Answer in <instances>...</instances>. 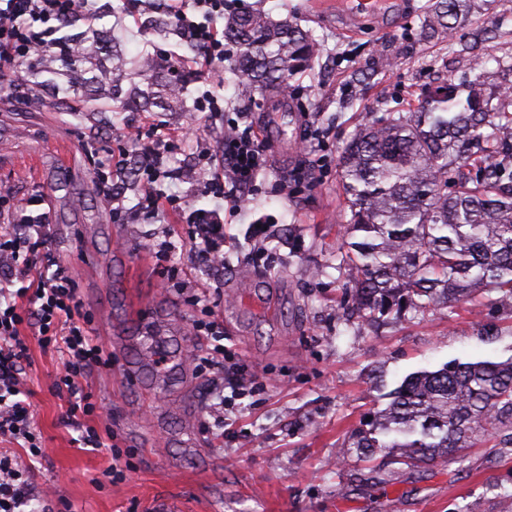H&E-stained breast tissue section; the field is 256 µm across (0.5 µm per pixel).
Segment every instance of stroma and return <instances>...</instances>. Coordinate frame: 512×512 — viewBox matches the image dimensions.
<instances>
[{
	"label": "stroma",
	"instance_id": "1",
	"mask_svg": "<svg viewBox=\"0 0 512 512\" xmlns=\"http://www.w3.org/2000/svg\"><path fill=\"white\" fill-rule=\"evenodd\" d=\"M429 4L400 0L402 24L373 17L348 33L335 12L311 13L308 0H224L225 15L254 10L292 18L319 43L310 69L288 81L286 111H273L271 97L227 69L208 83L191 78L183 101L146 113L113 111L112 87L98 75L116 59L125 61L129 84L145 90L169 64L144 71V53L196 55L176 30L147 29L148 18L170 19L168 0H98L94 16L60 26L63 39L83 41V57L66 68L53 51L20 64L33 98L24 103L0 91V184L20 201L38 191L45 196L51 251L77 269L81 309L113 360L87 380L94 424L133 452L125 480H102L111 456L77 447V431L62 421L66 400L53 387L59 356L28 337L25 382L46 450L33 466L40 499L31 512H62L67 503L76 512H501L500 495L512 489V447H476L465 462L415 471L385 487L373 482L378 461L336 463L346 434L376 406L381 382L512 344V306L492 293L419 322L367 325L338 316L348 279L336 260L346 212L338 162L347 143L383 113L412 111L444 79L460 87L482 71L488 95L512 90V0H472L468 15L451 19L450 35L425 41ZM206 91L224 106L213 124L195 106ZM147 117L174 131L197 130L164 158L170 175L156 183L161 193L179 192L180 207L154 217L137 207L141 185L129 172L140 157L123 137ZM232 126L269 133L290 149L270 154L241 212H225L223 269L190 270V221L213 203L203 181L177 172L197 167L200 151ZM94 143L112 149L124 219H114L99 194ZM255 222L269 227L264 266L256 264L258 244L248 234ZM166 233L176 243L168 263L218 290L225 367L260 383L246 396L225 390L230 437L221 444L203 427L207 406L193 370L171 382L132 376L131 357L115 342L153 324L179 351L196 350L195 308L161 286L163 263L153 246ZM250 288L258 302L244 298ZM491 324L500 339L488 344L482 335Z\"/></svg>",
	"mask_w": 512,
	"mask_h": 512
}]
</instances>
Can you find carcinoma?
<instances>
[{
  "mask_svg": "<svg viewBox=\"0 0 512 512\" xmlns=\"http://www.w3.org/2000/svg\"><path fill=\"white\" fill-rule=\"evenodd\" d=\"M466 8L436 0L425 34L448 35L447 18ZM224 34L236 47L231 70L269 94L283 93L316 55L311 34L260 12L232 16ZM486 105L482 83L460 97L444 81L412 111L376 118L347 145L338 162L349 211L338 259L351 275L342 314L421 320L490 290L512 299V111L505 101L492 113ZM508 351L407 374L381 393L385 407L351 432L338 462L382 454L399 476L463 461L486 440L512 446Z\"/></svg>",
  "mask_w": 512,
  "mask_h": 512,
  "instance_id": "1",
  "label": "carcinoma"
}]
</instances>
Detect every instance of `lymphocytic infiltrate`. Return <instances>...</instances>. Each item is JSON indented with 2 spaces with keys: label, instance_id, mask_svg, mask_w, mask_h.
I'll return each mask as SVG.
<instances>
[{
  "label": "lymphocytic infiltrate",
  "instance_id": "lymphocytic-infiltrate-1",
  "mask_svg": "<svg viewBox=\"0 0 512 512\" xmlns=\"http://www.w3.org/2000/svg\"><path fill=\"white\" fill-rule=\"evenodd\" d=\"M96 0H0V89L17 90L24 83L17 65L45 56L56 45V24L63 18L88 17L96 10ZM170 11L183 39L194 43L198 54L192 60L198 75L214 71L224 60V36L215 21L224 14V0H173ZM201 12L194 20L192 12ZM128 139L139 144L144 186L140 205L159 213L177 201L173 195H159L154 184L161 175L165 153L174 149V134L160 125L149 132L129 130ZM265 142L246 130L225 135L216 149H203L201 159L208 179L205 183L213 209L201 211L188 238V256L194 265L208 267L224 259L223 209L238 210L246 188L252 187L258 173L267 166ZM43 193L32 194L18 204L9 188L0 189V442L24 449L28 461L19 464L11 454L0 450V512H23L34 500L33 460L45 450L31 417L25 368L29 347L22 328H31L43 349L55 351L61 368L54 379L57 393L66 395V425L79 433L85 448L107 449L112 465L104 475L116 483L125 477L123 464L128 454L112 444L111 436L91 425L97 406L84 388L89 375L110 367L111 355L100 345L90 322L80 313L76 279L71 268L56 264L51 255L52 227L48 213L42 212ZM186 292L202 317L196 320L197 335L212 340L213 348L200 356L196 375L208 385L214 399L224 397V325L214 320L216 302L209 286Z\"/></svg>",
  "mask_w": 512,
  "mask_h": 512
}]
</instances>
